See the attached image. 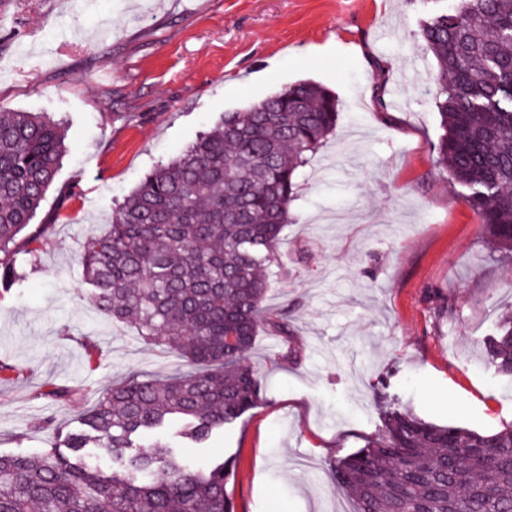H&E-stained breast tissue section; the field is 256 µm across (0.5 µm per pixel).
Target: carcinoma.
<instances>
[{
  "mask_svg": "<svg viewBox=\"0 0 512 512\" xmlns=\"http://www.w3.org/2000/svg\"><path fill=\"white\" fill-rule=\"evenodd\" d=\"M436 62L437 163L463 189L488 241L512 260V0H457L423 25ZM337 97L310 81L226 112L182 154L148 173L81 264L97 307L186 360L192 370L132 378L103 393L62 446L0 455V512H234L235 461H203L164 438L210 447L265 390L247 362L260 328L289 332L266 305L277 248L293 223L298 179L336 130ZM65 153L61 123L0 112V288L15 256L51 225H31ZM512 377V305L484 341ZM383 434L332 464L355 512H512V426L481 434L437 425L392 402ZM112 458V469L99 451Z\"/></svg>",
  "mask_w": 512,
  "mask_h": 512,
  "instance_id": "carcinoma-1",
  "label": "carcinoma"
}]
</instances>
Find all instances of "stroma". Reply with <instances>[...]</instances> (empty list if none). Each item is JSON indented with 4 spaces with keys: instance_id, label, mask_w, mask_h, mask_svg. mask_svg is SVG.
Here are the masks:
<instances>
[{
    "instance_id": "obj_1",
    "label": "stroma",
    "mask_w": 512,
    "mask_h": 512,
    "mask_svg": "<svg viewBox=\"0 0 512 512\" xmlns=\"http://www.w3.org/2000/svg\"><path fill=\"white\" fill-rule=\"evenodd\" d=\"M455 3L88 0L78 12L72 0H0V108L64 118L69 146L37 213L54 223L18 255L22 279L0 296V364L20 370L0 381V453L53 447L47 417L76 428L131 376L188 371L98 310L82 245L225 113L301 80L334 92L342 112L278 246L267 304L290 309L291 333L260 330L248 361L266 393L215 443L235 460V512H352L328 465L380 434V380L433 423L512 425V379L483 349L512 304V262L491 249L432 150L435 68L420 29ZM57 388L65 398H52Z\"/></svg>"
}]
</instances>
